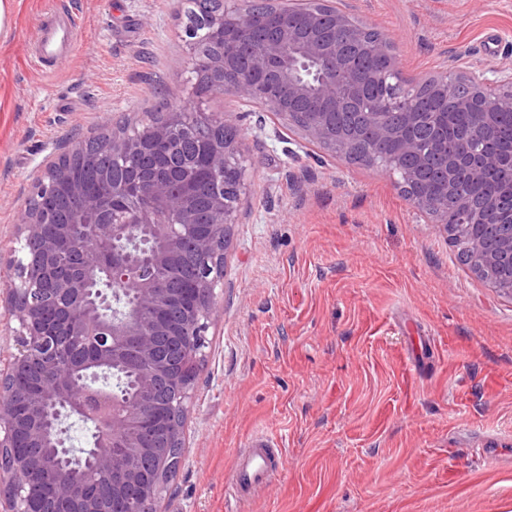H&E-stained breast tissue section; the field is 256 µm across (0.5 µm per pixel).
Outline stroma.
Here are the masks:
<instances>
[{
  "instance_id": "obj_1",
  "label": "stroma",
  "mask_w": 512,
  "mask_h": 512,
  "mask_svg": "<svg viewBox=\"0 0 512 512\" xmlns=\"http://www.w3.org/2000/svg\"><path fill=\"white\" fill-rule=\"evenodd\" d=\"M0 28V291L46 157L116 119L191 102L243 138L248 200L160 512H226L250 436L284 469L244 512H512V294L460 262L389 173L310 146L257 105L196 96L176 0H6ZM396 40L419 82L512 66V0H343ZM50 9L77 22L52 68L30 48ZM432 337L424 364L411 339Z\"/></svg>"
}]
</instances>
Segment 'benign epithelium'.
<instances>
[{"mask_svg":"<svg viewBox=\"0 0 512 512\" xmlns=\"http://www.w3.org/2000/svg\"><path fill=\"white\" fill-rule=\"evenodd\" d=\"M256 14V10L234 7L191 20L186 46L193 69L211 74L212 88L254 102L290 124L296 106H303L307 120L299 130L304 139L320 147L329 145L332 154L346 158L351 154L349 143L336 135L324 116L341 105L357 109L365 85L376 79L355 53L366 38V27L343 11H307L300 16L277 11L269 30L260 33L261 48L254 51L250 35ZM201 24L221 36L234 52L224 56L204 52L197 37ZM365 50L397 68L393 40L380 38ZM417 92L478 117L456 154L450 156L447 146H437V155L445 160V181L439 199L423 213L437 224L448 223L450 207L461 224L483 220V212L458 194L455 176L485 177L505 161L512 170V153L506 159L496 152L478 161L467 158L468 142L492 141L493 117L512 111V69L489 73L445 70L421 81ZM394 108L402 113L404 125L373 116L363 159L374 167L379 145L388 139H400L407 153L420 150L406 132L421 120L412 96L397 100ZM192 135L201 139L213 175L204 219L170 174L173 169L187 173L193 165L180 151V140ZM157 150L169 165L139 170L132 181L107 177L104 190L89 197L81 185L67 181L68 169L77 160L97 164L99 153L77 144L47 168L34 191L40 196L66 188L80 204L72 218L64 224L51 223L33 203L19 214L21 256L13 260L14 276L7 291L8 313L18 322L17 353L0 370V500H5L4 512H43L41 504L49 494L69 512H103L92 497H75L55 468L42 465L40 449L47 447L45 406L57 403L68 412H85L87 399L94 396L85 384L81 392H73L75 382L61 374L62 367L75 363L110 367L112 347L131 338L142 366V381L150 384L168 377L167 364L155 355L157 336L185 337L192 366L203 357L215 289L223 281L224 234L238 223L247 196L244 179L229 182L226 177L243 159L242 141L203 138L200 125L189 122L186 112L171 109L159 113L136 136H114L102 146V152L119 163ZM397 184L415 201L425 197L424 186L415 183L409 173L401 174ZM133 195L142 202L128 209L125 201ZM187 244L198 257L197 278L189 288L171 290L163 272ZM101 268L109 269L111 287L95 291L88 287V277ZM130 281L137 285L135 307L129 312L111 307L118 303V287ZM144 311L150 313L147 320L140 318ZM32 367L39 369V383L20 388ZM190 399V381L177 379L172 402L151 414L110 400L96 414L99 433L88 450L87 473L103 482L118 478L133 489L118 505L122 512H151L166 488L164 473L169 464L161 459L152 473L131 467L117 476L116 432L144 426L166 439L170 435L165 428L168 416L178 409L187 410Z\"/></svg>","mask_w":512,"mask_h":512,"instance_id":"7a95c632","label":"benign epithelium"}]
</instances>
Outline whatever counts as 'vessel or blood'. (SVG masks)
Masks as SVG:
<instances>
[{
    "instance_id": "b4317fda",
    "label": "vessel or blood",
    "mask_w": 512,
    "mask_h": 512,
    "mask_svg": "<svg viewBox=\"0 0 512 512\" xmlns=\"http://www.w3.org/2000/svg\"><path fill=\"white\" fill-rule=\"evenodd\" d=\"M74 37L75 29L69 17L56 12L44 15L35 61L56 63L73 47ZM283 466L276 441L264 432H256L236 454L227 486L238 502L250 501L269 487Z\"/></svg>"
}]
</instances>
